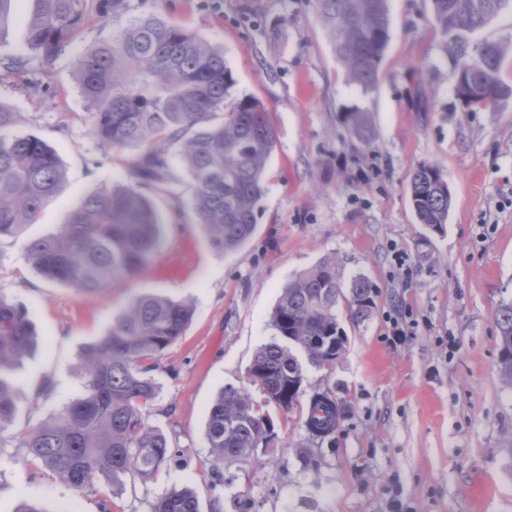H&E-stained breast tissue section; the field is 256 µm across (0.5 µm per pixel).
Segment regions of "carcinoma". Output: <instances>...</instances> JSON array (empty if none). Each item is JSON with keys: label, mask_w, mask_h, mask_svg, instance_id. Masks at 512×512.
I'll return each instance as SVG.
<instances>
[{"label": "carcinoma", "mask_w": 512, "mask_h": 512, "mask_svg": "<svg viewBox=\"0 0 512 512\" xmlns=\"http://www.w3.org/2000/svg\"><path fill=\"white\" fill-rule=\"evenodd\" d=\"M33 2L35 9L26 20L32 59H0V71L13 76L27 72L32 60L51 62L91 20L106 22L128 7L127 0ZM503 2L431 0L436 23L460 56L454 89L467 111L480 108V95L487 89L497 103L512 97V82L501 75L504 47L485 42L474 61L466 44ZM318 18L349 79L366 92L373 90L390 39L387 0H318ZM75 78L90 133L109 150L128 152L135 181L91 192L56 233L25 245L28 262L44 278L96 294L117 279L135 276L154 255L165 226L142 187L176 194L174 154L193 187L190 207L214 250L232 252L251 239L275 130L259 101L233 96L234 79L224 53L182 25L148 14L119 37L87 48ZM342 122L361 139L371 135L365 112H345ZM17 123L16 113L0 107V239L14 238L33 223L65 181L53 149L35 136L12 133ZM410 192L419 223L441 230L452 202L441 170L418 168ZM375 298L373 286L362 276L343 289L328 261L288 282L270 320L276 340L257 350L247 371L263 399L258 402L247 389L231 385L209 409L206 437L213 485L224 484V468L268 447L276 436L268 407L293 410L304 393L306 368L329 370L345 350L348 337L336 315L339 300L358 324L371 317ZM192 317L188 303L155 294L133 297L113 317L107 334L85 347L83 395L26 434L21 447L75 490L103 478L115 497L126 481L154 475L171 459V451L163 431L148 421V409L159 395L152 372ZM496 320L497 370L512 386V301L499 305ZM35 344L25 313L0 295V433L22 396L21 387L4 371ZM343 417L332 391H314L304 419L310 442L333 436ZM150 512H199V504L192 491L173 489L151 503Z\"/></svg>", "instance_id": "obj_1"}]
</instances>
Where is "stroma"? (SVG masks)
<instances>
[{
	"label": "stroma",
	"mask_w": 512,
	"mask_h": 512,
	"mask_svg": "<svg viewBox=\"0 0 512 512\" xmlns=\"http://www.w3.org/2000/svg\"><path fill=\"white\" fill-rule=\"evenodd\" d=\"M30 6L15 0L0 30V58L28 56ZM388 11L390 41L369 92L348 80L316 0H128L126 14L88 26L52 63L0 80V106L19 115L16 133L46 142L67 173L35 223L0 240V294L25 310L39 337L10 372L24 395L0 433V512L24 503L43 512H148L156 498L185 487L200 512H393L396 502L403 512H512V387L497 373L495 318L512 300V98L463 110L457 57L431 0H388ZM146 14L223 51L236 96L270 112L276 144L265 194L252 238L217 254L188 207L189 179L173 162L176 195L154 198L166 222L159 250L133 278L84 294L33 269L23 243L66 223L89 192L133 181L123 154L90 134L74 71L84 48ZM468 41L502 44L503 76L512 81V0ZM30 80L43 91L28 89ZM353 106L370 117L369 140L341 121ZM423 165L441 168L452 194L441 233L420 224L411 206L410 179ZM324 260L341 286L361 275L378 292L363 323L337 306L346 350L332 370L307 372L306 393L330 389L344 409L336 439L305 466L296 453L308 442V401L300 399L290 413H275L269 447L212 486L210 404L229 385L260 398L247 369L274 339L281 290ZM144 293L194 307L184 335L160 358L161 391L148 415L174 456L150 479L126 482L120 496L103 481L74 490L31 463L20 440L81 395L84 347ZM397 315L407 325L398 340Z\"/></svg>",
	"instance_id": "stroma-1"
}]
</instances>
